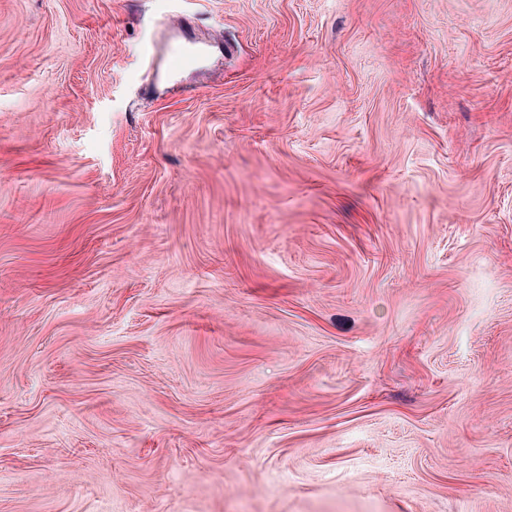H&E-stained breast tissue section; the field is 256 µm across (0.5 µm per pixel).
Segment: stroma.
<instances>
[{"label": "stroma", "instance_id": "1", "mask_svg": "<svg viewBox=\"0 0 512 512\" xmlns=\"http://www.w3.org/2000/svg\"><path fill=\"white\" fill-rule=\"evenodd\" d=\"M0 512H512V0H0ZM202 48L196 42H181L172 45L165 54V68L170 74L195 68L202 56Z\"/></svg>", "mask_w": 512, "mask_h": 512}]
</instances>
